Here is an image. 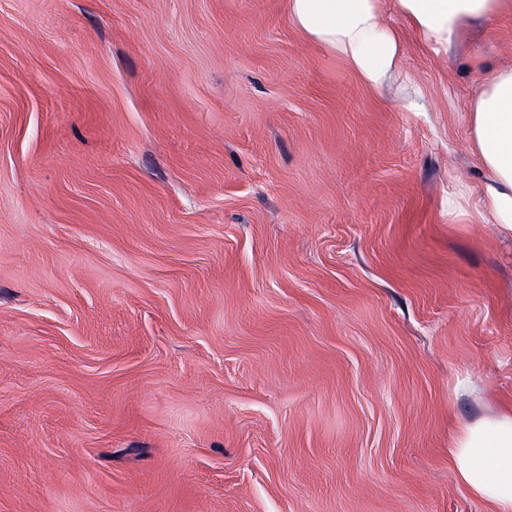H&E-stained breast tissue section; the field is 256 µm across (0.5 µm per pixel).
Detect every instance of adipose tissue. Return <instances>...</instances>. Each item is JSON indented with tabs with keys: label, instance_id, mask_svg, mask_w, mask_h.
<instances>
[{
	"label": "adipose tissue",
	"instance_id": "obj_1",
	"mask_svg": "<svg viewBox=\"0 0 512 512\" xmlns=\"http://www.w3.org/2000/svg\"><path fill=\"white\" fill-rule=\"evenodd\" d=\"M288 13L311 41L336 52L371 89L403 75L404 29L434 53L471 23L512 13V0H287ZM396 14L400 22L387 21ZM469 145L486 174L476 205L460 184L448 192V221L467 212L512 236V65L485 67L468 109ZM457 479L495 512H512V405L464 424L448 442Z\"/></svg>",
	"mask_w": 512,
	"mask_h": 512
}]
</instances>
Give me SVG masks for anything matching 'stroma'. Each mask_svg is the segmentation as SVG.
<instances>
[{
  "label": "stroma",
  "instance_id": "1",
  "mask_svg": "<svg viewBox=\"0 0 512 512\" xmlns=\"http://www.w3.org/2000/svg\"><path fill=\"white\" fill-rule=\"evenodd\" d=\"M405 43L375 91L286 0H0V512H494L512 239L443 201L512 14ZM448 463L457 479L494 512H512V405L466 423L448 442Z\"/></svg>",
  "mask_w": 512,
  "mask_h": 512
}]
</instances>
